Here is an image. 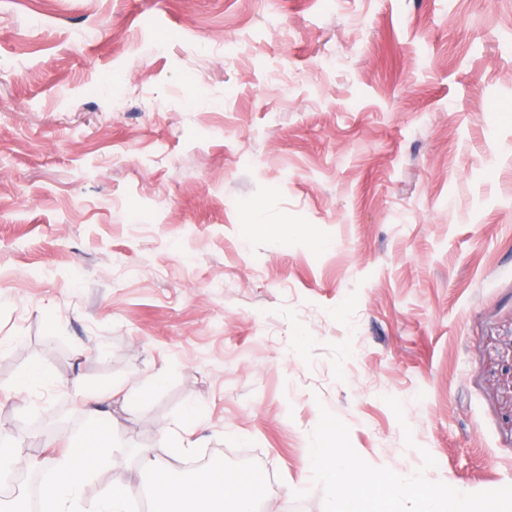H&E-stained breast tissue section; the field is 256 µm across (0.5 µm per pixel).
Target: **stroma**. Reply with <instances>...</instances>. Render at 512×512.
Returning a JSON list of instances; mask_svg holds the SVG:
<instances>
[{
  "mask_svg": "<svg viewBox=\"0 0 512 512\" xmlns=\"http://www.w3.org/2000/svg\"><path fill=\"white\" fill-rule=\"evenodd\" d=\"M126 383L89 504L141 447L511 498L512 0H0V434L52 480ZM55 383L54 375L48 370L33 366L22 378L16 382L19 390H26L33 386H52ZM323 473L326 478L336 482L350 491H365L371 487V480L358 468L341 460L339 451L336 454L321 457Z\"/></svg>",
  "mask_w": 512,
  "mask_h": 512,
  "instance_id": "stroma-1",
  "label": "stroma"
}]
</instances>
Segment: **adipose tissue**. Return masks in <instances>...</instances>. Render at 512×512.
I'll use <instances>...</instances> for the list:
<instances>
[{"label":"adipose tissue","instance_id":"1","mask_svg":"<svg viewBox=\"0 0 512 512\" xmlns=\"http://www.w3.org/2000/svg\"><path fill=\"white\" fill-rule=\"evenodd\" d=\"M111 398L108 391L81 395L87 426L80 437L68 439L66 452L56 461L55 481L45 492L48 512H127L130 489L126 486L111 487L97 503L89 506L84 505L81 497L82 482L112 430V423L103 409ZM138 459L151 477L154 512H256L258 497L253 491L252 479H230L223 469L215 468L195 480L181 482L157 462L150 449H141ZM321 464L325 477L343 488L374 489L383 512H390L391 507L407 495L418 500L419 512H435V496L413 487L407 477L395 476L375 488L368 476L342 461L339 455L322 456Z\"/></svg>","mask_w":512,"mask_h":512}]
</instances>
